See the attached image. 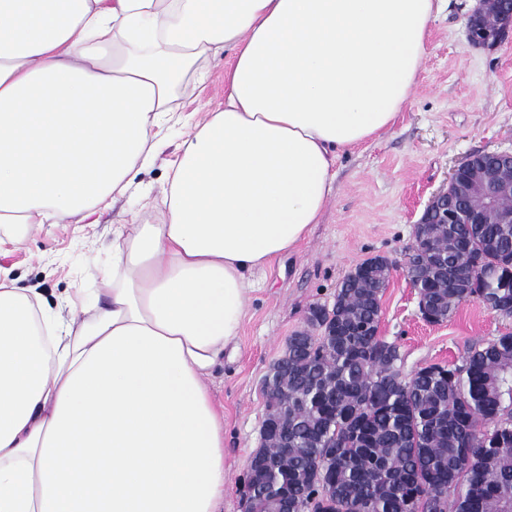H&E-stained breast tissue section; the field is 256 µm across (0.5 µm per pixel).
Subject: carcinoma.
I'll return each instance as SVG.
<instances>
[{"label": "carcinoma", "mask_w": 512, "mask_h": 512, "mask_svg": "<svg viewBox=\"0 0 512 512\" xmlns=\"http://www.w3.org/2000/svg\"><path fill=\"white\" fill-rule=\"evenodd\" d=\"M453 225L430 224L447 244L448 278L419 285L433 323L472 296L512 300V224H471L466 257L479 269L467 278ZM349 273L332 309L317 305L310 321L334 338L295 333L278 365H288V394L267 396L266 417L288 430L290 448H260L273 461L255 489L250 512H273L276 498L299 491L313 512H495L512 503V334L471 346L461 364H432L409 380L399 347L375 340L389 259L375 256ZM336 485V498L321 485Z\"/></svg>", "instance_id": "1"}]
</instances>
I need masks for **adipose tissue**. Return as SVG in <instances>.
Wrapping results in <instances>:
<instances>
[{"instance_id": "adipose-tissue-1", "label": "adipose tissue", "mask_w": 512, "mask_h": 512, "mask_svg": "<svg viewBox=\"0 0 512 512\" xmlns=\"http://www.w3.org/2000/svg\"><path fill=\"white\" fill-rule=\"evenodd\" d=\"M439 0H0V224L86 221L158 148L195 64L224 107L187 133L156 224L112 231L77 318L0 271V512H220L205 379L254 275L319 223L337 159L417 85Z\"/></svg>"}]
</instances>
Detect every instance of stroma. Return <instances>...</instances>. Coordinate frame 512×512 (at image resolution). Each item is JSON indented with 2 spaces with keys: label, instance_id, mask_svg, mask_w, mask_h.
Returning a JSON list of instances; mask_svg holds the SVG:
<instances>
[{
  "label": "stroma",
  "instance_id": "stroma-1",
  "mask_svg": "<svg viewBox=\"0 0 512 512\" xmlns=\"http://www.w3.org/2000/svg\"><path fill=\"white\" fill-rule=\"evenodd\" d=\"M476 4L443 0L430 23L418 84L393 126L340 157L334 193L319 224L293 253L258 273L237 346L207 378L224 412L221 512H244L240 486L259 445L264 375L289 336L308 329L311 308L332 305L343 278L362 261L380 255L393 263L379 334L397 344L403 374L461 363L472 345L512 332V316L491 312L474 299L461 302L442 323L425 322L403 269L423 205L452 169L476 152L512 150V35L494 48L471 43L467 19ZM206 71L193 96L176 97L154 162L91 223L64 219L32 231L12 226L14 241L0 247V268L17 287L35 289L52 307L77 312L106 303L113 225L134 218L142 224L160 221L163 186L178 163L182 135L224 106L223 58L209 60Z\"/></svg>",
  "mask_w": 512,
  "mask_h": 512
}]
</instances>
